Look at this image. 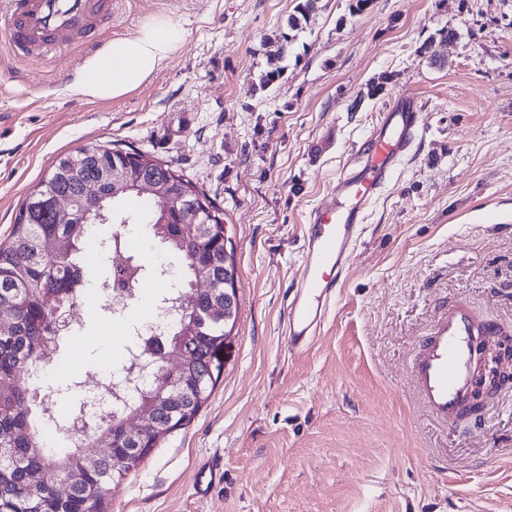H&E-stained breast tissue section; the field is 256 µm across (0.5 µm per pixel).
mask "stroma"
Segmentation results:
<instances>
[{"label": "stroma", "mask_w": 512, "mask_h": 512, "mask_svg": "<svg viewBox=\"0 0 512 512\" xmlns=\"http://www.w3.org/2000/svg\"><path fill=\"white\" fill-rule=\"evenodd\" d=\"M296 0H120L104 43L157 17L183 33L140 88L70 96L85 62L42 63L0 32V241L66 153L102 142L181 171L224 211L238 316L222 374L185 428L104 497L106 512H512V389L460 426L437 423L408 374L419 343L458 301L512 336V0H318L291 44ZM280 75L261 85L272 68ZM425 133L370 205L364 233L311 350L281 332L306 216L396 95ZM163 289L124 316L96 289L59 340L63 377L109 364L154 319ZM224 481L194 489L196 461Z\"/></svg>", "instance_id": "obj_1"}]
</instances>
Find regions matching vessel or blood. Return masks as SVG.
Returning <instances> with one entry per match:
<instances>
[{
  "label": "vessel or blood",
  "mask_w": 512,
  "mask_h": 512,
  "mask_svg": "<svg viewBox=\"0 0 512 512\" xmlns=\"http://www.w3.org/2000/svg\"><path fill=\"white\" fill-rule=\"evenodd\" d=\"M57 4L58 0H0V28L10 54L41 60L75 43L88 54L100 48V26L111 21L117 0H67L62 17ZM424 130L422 112L413 99L401 96L390 102L370 136L356 147L354 167L337 177L330 194L308 214L301 269L288 291L282 327L289 354L300 356L310 350L353 260L367 207ZM491 334V327L480 324L461 304L427 337L413 384L434 418L451 422L469 404L478 383L479 350ZM223 481V461L197 464V493H209Z\"/></svg>",
  "instance_id": "b4317fda"
}]
</instances>
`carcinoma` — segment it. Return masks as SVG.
Wrapping results in <instances>:
<instances>
[{
    "label": "carcinoma",
    "instance_id": "carcinoma-1",
    "mask_svg": "<svg viewBox=\"0 0 512 512\" xmlns=\"http://www.w3.org/2000/svg\"><path fill=\"white\" fill-rule=\"evenodd\" d=\"M315 4L316 0H300L296 13L288 17V28L300 27ZM116 169L133 182L156 178L178 191H190L196 194L195 205L177 212L159 199L144 204L112 179ZM88 184L98 185L97 197L85 195ZM57 196L72 199L69 214L54 209ZM102 212L114 224L125 220L144 226L161 252L177 256L184 270V281L175 291L181 294L185 316L166 327L169 348H180L187 360L180 403L155 411L146 432L145 453L139 457L127 453V416L138 414L150 393L168 379L159 361L145 392L112 415L110 423L86 435L87 447L104 444L127 460L119 469L110 457L86 467L83 449L77 445L49 448L47 426L33 413L40 395L35 383L56 351L54 310L60 304H73L77 289L87 285L80 254L86 250L113 253L115 267L105 268L94 283L97 288L112 283L114 272L121 275V287L128 289L143 278H165L161 268L121 251L122 237L97 234L105 225L96 219ZM203 221L212 224V232L197 233L193 225ZM223 232V210L184 174L147 153L122 151L108 144L84 147L59 158L49 176L23 202L8 241L0 244V325L6 326L0 332V449L10 456L7 461L0 458V512H101L108 487L136 469L162 438L195 417L221 376L219 352L230 336L227 327L235 324L238 315L236 303L227 320L222 316L193 318L195 304L207 299L222 306L225 294L236 296L234 249L224 251ZM199 278L206 284L202 291L193 288ZM212 362L213 376L208 370ZM36 472L42 474L43 483L33 490L28 477ZM59 482L69 486L64 498L52 491Z\"/></svg>",
    "mask_w": 512,
    "mask_h": 512
}]
</instances>
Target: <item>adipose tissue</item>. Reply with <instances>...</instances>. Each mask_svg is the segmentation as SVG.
Here are the masks:
<instances>
[{"label":"adipose tissue","mask_w":512,"mask_h":512,"mask_svg":"<svg viewBox=\"0 0 512 512\" xmlns=\"http://www.w3.org/2000/svg\"><path fill=\"white\" fill-rule=\"evenodd\" d=\"M180 44L176 26L157 20L134 35L113 41L106 51L89 58L67 92L94 100L123 97L159 71Z\"/></svg>","instance_id":"1"}]
</instances>
